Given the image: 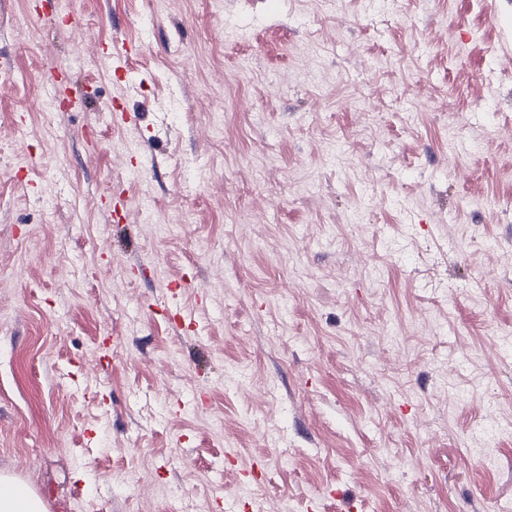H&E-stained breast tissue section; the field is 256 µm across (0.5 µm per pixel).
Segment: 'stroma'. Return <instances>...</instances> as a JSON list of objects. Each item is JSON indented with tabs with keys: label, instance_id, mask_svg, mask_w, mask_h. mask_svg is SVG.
<instances>
[{
	"label": "stroma",
	"instance_id": "obj_1",
	"mask_svg": "<svg viewBox=\"0 0 512 512\" xmlns=\"http://www.w3.org/2000/svg\"><path fill=\"white\" fill-rule=\"evenodd\" d=\"M69 13L0 0V474L47 512H512V0Z\"/></svg>",
	"mask_w": 512,
	"mask_h": 512
}]
</instances>
